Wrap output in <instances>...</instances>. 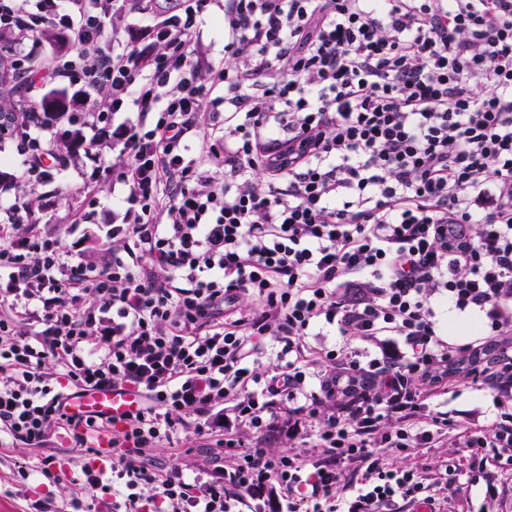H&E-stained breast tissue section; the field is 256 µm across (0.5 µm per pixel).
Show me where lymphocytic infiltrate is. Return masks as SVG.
Returning a JSON list of instances; mask_svg holds the SVG:
<instances>
[{
    "label": "lymphocytic infiltrate",
    "mask_w": 512,
    "mask_h": 512,
    "mask_svg": "<svg viewBox=\"0 0 512 512\" xmlns=\"http://www.w3.org/2000/svg\"><path fill=\"white\" fill-rule=\"evenodd\" d=\"M209 3L110 54L94 47L100 0H0L22 48L0 66L139 114L100 264L31 223L39 201L0 224V444L111 435V467L74 472L76 512L101 491L112 512H260L272 493L285 512H442L453 467L386 457L443 447L458 422L434 399L455 373L495 409L461 447L512 472V0H224L220 68L189 48ZM48 26L76 53L38 51ZM219 88L220 137L196 121ZM448 309L478 314L480 334L444 339ZM356 340L379 354H347ZM108 387L138 409L68 416L71 396ZM221 402L254 441L216 440L203 483L154 465L148 449L213 429ZM300 423L313 454H270Z\"/></svg>",
    "instance_id": "1"
}]
</instances>
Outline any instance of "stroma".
Segmentation results:
<instances>
[{"mask_svg":"<svg viewBox=\"0 0 512 512\" xmlns=\"http://www.w3.org/2000/svg\"><path fill=\"white\" fill-rule=\"evenodd\" d=\"M119 15L106 21L105 33L98 46L104 50L122 51L134 47L136 36L148 17L134 9L130 0H122ZM224 13L221 0H214L198 23L193 36L195 48L213 64L224 62V30L218 22ZM72 122H61L53 128L31 126V134L40 136L64 161L54 169L51 178L44 182L24 178L26 153L22 146V135L17 131L0 134V188L8 189L10 196L20 198L37 197L42 201L33 220L55 236L64 247L81 251L89 261L98 260L103 250L112 243L107 232L112 225L121 223L124 211L115 206L114 198L124 194L125 188L112 179L110 166L118 154L115 142L105 141L99 150L98 160L86 156L67 154L63 143L70 131L82 130L84 136H91V129L84 123L89 115L82 103L69 108ZM97 196L98 205L94 215L87 222L75 224L78 212L86 208L90 196ZM449 411L458 413L466 423L482 425L492 417V399L488 392L476 390L466 374L454 379V390L447 395ZM209 441L204 436H188L164 443L151 449L150 454L159 463L182 470L189 475L205 478L201 464L206 457ZM76 449L53 444L43 448H31L17 443L6 448L0 447V512H26L29 500L51 497L57 512H71L72 486L69 475L64 474L70 457L76 456ZM49 460L52 470L61 471L60 481L51 482L41 475H33L27 481L17 479V471L32 459ZM454 464L462 472L456 482L448 488L447 507L449 512H483L486 506L482 494L467 484L464 477L472 460L464 448H412L390 455L391 468L425 471L441 463ZM498 498L493 512H512V474L497 478Z\"/></svg>","mask_w":512,"mask_h":512,"instance_id":"obj_1","label":"stroma"}]
</instances>
